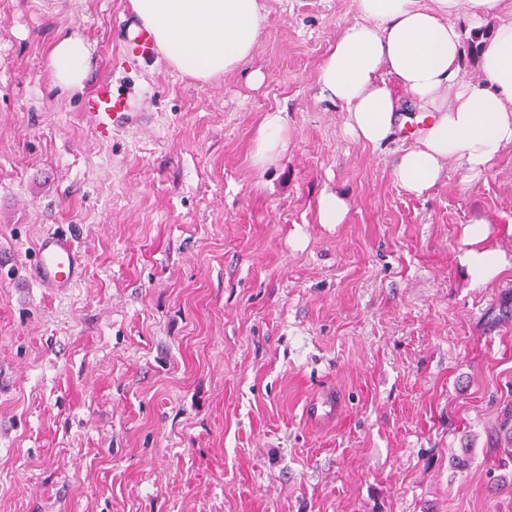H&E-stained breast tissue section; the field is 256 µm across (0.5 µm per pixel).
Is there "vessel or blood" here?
Returning <instances> with one entry per match:
<instances>
[{
	"label": "vessel or blood",
	"instance_id": "obj_1",
	"mask_svg": "<svg viewBox=\"0 0 512 512\" xmlns=\"http://www.w3.org/2000/svg\"><path fill=\"white\" fill-rule=\"evenodd\" d=\"M120 33L119 50L110 62L112 70L127 72L155 58L154 36L145 25L127 18L120 24ZM135 106L134 96L114 90L111 80L104 79L84 99L83 115L99 137L108 139L113 132L142 120ZM85 270L86 259L70 233L47 230L39 235L30 270L38 287L67 293L81 281Z\"/></svg>",
	"mask_w": 512,
	"mask_h": 512
}]
</instances>
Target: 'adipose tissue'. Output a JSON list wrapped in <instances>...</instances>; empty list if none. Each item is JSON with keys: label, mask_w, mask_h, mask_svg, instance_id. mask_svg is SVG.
Masks as SVG:
<instances>
[{"label": "adipose tissue", "mask_w": 512, "mask_h": 512, "mask_svg": "<svg viewBox=\"0 0 512 512\" xmlns=\"http://www.w3.org/2000/svg\"><path fill=\"white\" fill-rule=\"evenodd\" d=\"M357 20L337 38L319 68L322 93L341 103L352 140L381 145L400 119L394 87L410 94L426 122L414 145L393 165L395 181L422 196L448 163L465 179L485 173L512 148V19L501 22L482 48L479 80L463 78V35L451 16L464 12L473 23L497 14L501 0H356ZM139 18L181 73L208 81L236 69L251 56L263 17L258 0H132ZM88 45L68 36L53 47L49 65L57 84L80 85ZM461 257L475 287L512 266L486 246L488 225L465 229Z\"/></svg>", "instance_id": "adipose-tissue-1"}]
</instances>
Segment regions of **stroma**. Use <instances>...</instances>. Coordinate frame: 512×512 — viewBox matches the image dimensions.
I'll use <instances>...</instances> for the list:
<instances>
[{
    "label": "stroma",
    "mask_w": 512,
    "mask_h": 512,
    "mask_svg": "<svg viewBox=\"0 0 512 512\" xmlns=\"http://www.w3.org/2000/svg\"><path fill=\"white\" fill-rule=\"evenodd\" d=\"M258 4L249 60L142 65L148 121L103 141L81 102L130 0H0V512H512V267L474 288L460 263L480 221L512 255V150L408 194L412 139L349 140L320 92L355 0ZM69 35L90 55L63 88ZM277 111L286 148L255 163ZM325 191L345 223H319ZM53 227L88 260L64 297L28 274ZM88 45L79 36H68L53 47L49 65L57 84L63 87L80 85L85 75Z\"/></svg>",
    "instance_id": "1"
}]
</instances>
